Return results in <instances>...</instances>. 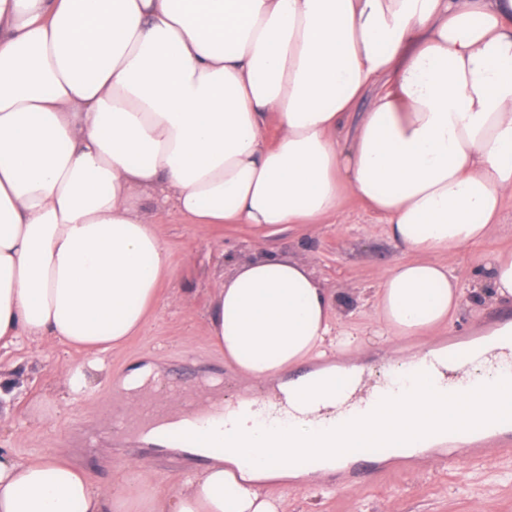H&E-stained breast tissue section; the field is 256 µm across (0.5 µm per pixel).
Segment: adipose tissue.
Returning <instances> with one entry per match:
<instances>
[{
    "label": "adipose tissue",
    "mask_w": 512,
    "mask_h": 512,
    "mask_svg": "<svg viewBox=\"0 0 512 512\" xmlns=\"http://www.w3.org/2000/svg\"><path fill=\"white\" fill-rule=\"evenodd\" d=\"M349 192L409 254L373 296L379 329L446 327L466 286L438 254L486 239L512 198V0H0V349L52 338L100 369L142 329L170 264L144 196L193 224L294 228ZM333 307L293 260L234 264L209 336L245 378L276 382L285 414L215 393L171 403L172 427L192 415L196 435L145 443L206 464L162 498L0 454V512H279L270 483L512 416V371L448 392L419 351L344 417L362 374L327 360Z\"/></svg>",
    "instance_id": "ef3b65f1"
}]
</instances>
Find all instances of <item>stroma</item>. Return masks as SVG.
Listing matches in <instances>:
<instances>
[{"label": "stroma", "instance_id": "35a3bbf8", "mask_svg": "<svg viewBox=\"0 0 512 512\" xmlns=\"http://www.w3.org/2000/svg\"><path fill=\"white\" fill-rule=\"evenodd\" d=\"M142 209L169 246V274L140 333L105 354L106 369L93 385L70 398L60 372L81 367L86 356L57 341H47L36 354L0 351V375L9 376L17 390L10 418L0 419V448L15 458L68 448L73 461L105 494L134 491L162 497L177 491L182 473L203 467V460L127 441L113 425L119 412L117 378L148 354L183 384L206 377L222 380L225 401L248 392L266 397L267 389L246 381L207 334L210 300L220 274L232 262L256 254L285 256L314 270L321 285L336 295L333 320L338 329H357L363 338L358 358L373 380L390 379L396 356L426 342L422 336L390 340L374 333L373 293L381 274L406 259L407 252L388 237L383 220L355 193L346 194L339 215L275 234L252 224H188L172 207L160 206L151 197L143 199ZM511 249L509 199L488 238L440 254V262L473 287L447 329L438 332L444 345L472 335L488 314L512 312V301L498 303L475 292L486 282L487 256ZM268 493L280 500L281 512H512V451L460 448L452 457L443 451L423 460H360L347 472L316 484L272 486Z\"/></svg>", "mask_w": 512, "mask_h": 512}]
</instances>
